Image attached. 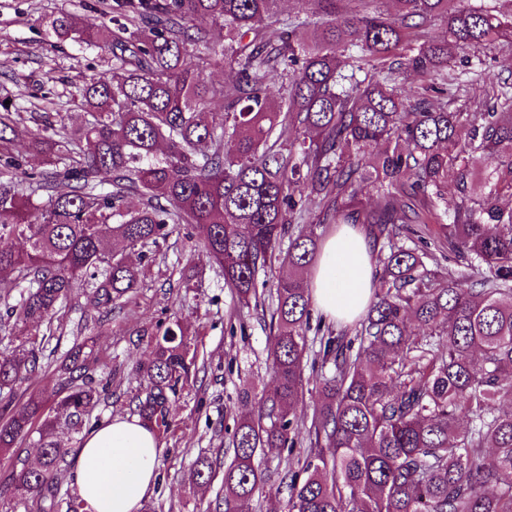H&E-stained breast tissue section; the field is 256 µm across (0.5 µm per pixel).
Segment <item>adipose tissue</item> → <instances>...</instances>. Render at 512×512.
<instances>
[{
  "label": "adipose tissue",
  "mask_w": 512,
  "mask_h": 512,
  "mask_svg": "<svg viewBox=\"0 0 512 512\" xmlns=\"http://www.w3.org/2000/svg\"><path fill=\"white\" fill-rule=\"evenodd\" d=\"M370 247L360 228L342 224L324 241L312 272V299L328 316H362L372 295ZM159 442L141 419L114 416L86 434L70 477L85 512H139L158 481Z\"/></svg>",
  "instance_id": "1"
}]
</instances>
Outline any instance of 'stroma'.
I'll return each instance as SVG.
<instances>
[{
	"mask_svg": "<svg viewBox=\"0 0 512 512\" xmlns=\"http://www.w3.org/2000/svg\"><path fill=\"white\" fill-rule=\"evenodd\" d=\"M63 12L76 15L89 29L112 23L111 10L97 0H0V105L23 117L28 132L18 137L15 152L29 168L45 167L48 160L47 152L32 146L31 134L40 126L42 113L72 128L82 125L83 84L112 66L106 44L54 36L50 22ZM450 65L465 89L448 99L449 111H474L475 100L492 101L498 93L497 85L483 82L481 71L512 80V43H496L478 59L457 54ZM122 254L146 269L137 292L105 315L85 293H77L65 308L57 350L62 353L72 346L81 316L100 317V326L87 334L93 339L100 371L112 374V394L93 407L91 419L101 424L118 414L132 416L142 381L132 361L148 359L158 326L180 318L197 353L199 372L170 408L169 429L159 436V482L145 503L155 512H211L221 484L198 488L191 479L192 464L198 456L230 448L237 421L255 406L254 400L243 398V385L259 392L270 381L268 326L261 311L241 306L225 287L223 276L202 255L190 225H177L160 246L126 248ZM307 340L303 392L296 406L298 440L281 454L258 460L260 469L273 478L287 469L300 471L322 383L333 373L332 365L322 363L317 354L319 332H308Z\"/></svg>",
	"mask_w": 512,
	"mask_h": 512,
	"instance_id": "35a3bbf8",
	"label": "stroma"
}]
</instances>
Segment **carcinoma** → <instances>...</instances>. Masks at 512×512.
<instances>
[{
    "label": "carcinoma",
    "mask_w": 512,
    "mask_h": 512,
    "mask_svg": "<svg viewBox=\"0 0 512 512\" xmlns=\"http://www.w3.org/2000/svg\"><path fill=\"white\" fill-rule=\"evenodd\" d=\"M300 2L281 17V0H112V28L88 32L74 15L52 21L60 38L107 44L115 63L83 87L90 119L78 131L44 119L35 139L51 146L50 169L29 172L0 151V174L27 185L0 187V239L25 241L0 248V273L13 275L0 280V306L23 337L20 353L0 354V451L40 448L35 465L16 457L9 478L11 494L37 512H83L81 498L59 496L71 466L60 435L83 433L112 375H98L83 340L54 360L51 406L32 395L16 409V391L45 371L74 289L90 287L107 313L136 292L142 272L113 245H157L177 224L196 226L208 262L246 307L262 303L257 275L288 238V276L271 303V387L237 424L229 464L193 462L200 486L222 476L216 512L272 490L289 493L291 512H512V407L497 405L512 398V208L502 204L512 196V95L485 112L434 104L460 91L449 57L512 42V12L492 0ZM196 19L224 29L231 85L211 84L188 59L187 46L208 45ZM437 20L441 37L426 33ZM367 68L375 76L358 78ZM278 70L288 87L273 94L262 77ZM405 71L429 79L413 99L398 83ZM217 97L221 112L209 109ZM20 121L0 113L1 143ZM380 143L379 200L368 206L359 161ZM481 166L492 172L476 183ZM60 180L68 191L56 192ZM310 203L318 223L365 224L381 248L356 340L323 343L335 374L322 385L306 477L286 471L274 484L256 457L295 445L318 237L292 219ZM422 207L436 220L434 253L408 244ZM195 360L174 320L135 365L148 381L137 411L152 430L167 427Z\"/></svg>",
    "instance_id": "cac0c4a2"
}]
</instances>
